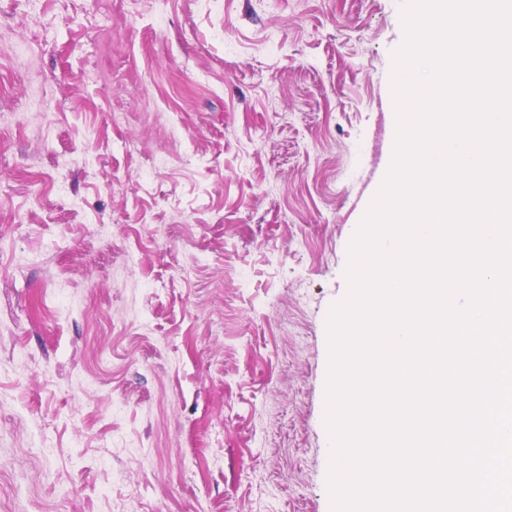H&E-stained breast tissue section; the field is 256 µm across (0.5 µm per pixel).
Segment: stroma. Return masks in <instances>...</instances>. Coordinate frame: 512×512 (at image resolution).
Masks as SVG:
<instances>
[{
	"label": "stroma",
	"mask_w": 512,
	"mask_h": 512,
	"mask_svg": "<svg viewBox=\"0 0 512 512\" xmlns=\"http://www.w3.org/2000/svg\"><path fill=\"white\" fill-rule=\"evenodd\" d=\"M403 5L0 0V512H331Z\"/></svg>",
	"instance_id": "35a3bbf8"
}]
</instances>
